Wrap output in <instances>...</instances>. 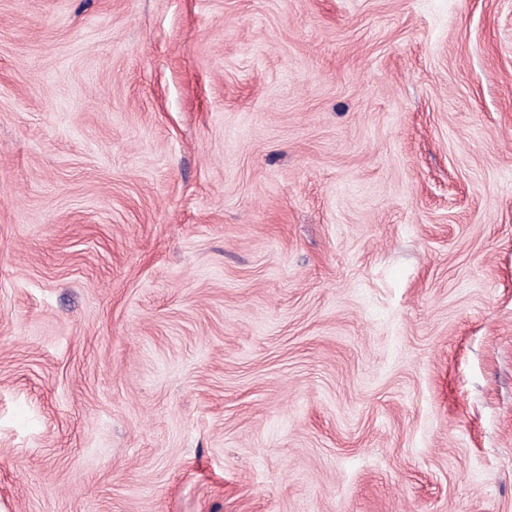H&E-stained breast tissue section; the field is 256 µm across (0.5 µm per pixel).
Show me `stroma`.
Instances as JSON below:
<instances>
[{
  "instance_id": "35a3bbf8",
  "label": "stroma",
  "mask_w": 512,
  "mask_h": 512,
  "mask_svg": "<svg viewBox=\"0 0 512 512\" xmlns=\"http://www.w3.org/2000/svg\"><path fill=\"white\" fill-rule=\"evenodd\" d=\"M0 512H512V0H0Z\"/></svg>"
}]
</instances>
